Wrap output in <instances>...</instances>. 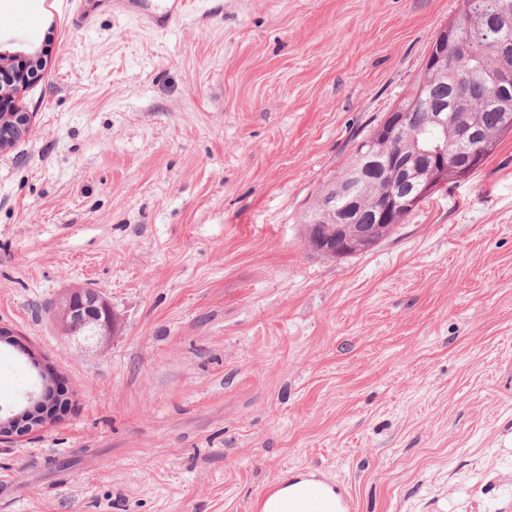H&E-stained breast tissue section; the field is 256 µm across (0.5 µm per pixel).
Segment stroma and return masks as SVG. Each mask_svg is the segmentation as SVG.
<instances>
[{"mask_svg": "<svg viewBox=\"0 0 512 512\" xmlns=\"http://www.w3.org/2000/svg\"><path fill=\"white\" fill-rule=\"evenodd\" d=\"M0 13L43 52L0 151V326L65 412L0 437V512H252L313 473L354 512H512V136L366 252L301 216L406 96L456 0H196L161 34ZM75 286L118 323L61 335ZM36 378L0 348V410Z\"/></svg>", "mask_w": 512, "mask_h": 512, "instance_id": "stroma-1", "label": "stroma"}]
</instances>
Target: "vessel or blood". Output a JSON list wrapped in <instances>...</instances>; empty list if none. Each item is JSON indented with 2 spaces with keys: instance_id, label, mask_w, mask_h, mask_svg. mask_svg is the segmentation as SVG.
<instances>
[{
  "instance_id": "obj_1",
  "label": "vessel or blood",
  "mask_w": 512,
  "mask_h": 512,
  "mask_svg": "<svg viewBox=\"0 0 512 512\" xmlns=\"http://www.w3.org/2000/svg\"><path fill=\"white\" fill-rule=\"evenodd\" d=\"M72 23L91 25L100 13L131 17L145 29L164 33L180 21L188 10V0H74Z\"/></svg>"
}]
</instances>
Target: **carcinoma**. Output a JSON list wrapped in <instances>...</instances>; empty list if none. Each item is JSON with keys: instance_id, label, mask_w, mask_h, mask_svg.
Instances as JSON below:
<instances>
[{"instance_id": "cac0c4a2", "label": "carcinoma", "mask_w": 512, "mask_h": 512, "mask_svg": "<svg viewBox=\"0 0 512 512\" xmlns=\"http://www.w3.org/2000/svg\"><path fill=\"white\" fill-rule=\"evenodd\" d=\"M458 18L448 24V41L442 47L448 57V72L441 73L424 67L410 93L394 108L406 115V122L399 136L404 149L412 152L418 147H430L443 141L453 142L463 129L478 134L477 145L481 149L480 162L490 157L502 137L512 132V121L505 122V115L512 116V94L506 97L507 106L487 101L485 75L499 71L503 62L512 66V0H503L508 11L501 18L500 40L492 41L489 19L483 10H466V0H457ZM436 110L448 113V132L433 128L428 123L429 113ZM349 180L358 188L356 206L349 212L336 211V218L357 220L361 224H373L378 219V209L394 191L395 181L380 166L366 170L363 178L354 177L353 163L343 173L316 194L311 206L302 217L304 224H320L319 233L325 237L332 232L328 219L321 214V204L334 198L341 205V197L335 196L340 181Z\"/></svg>"}]
</instances>
